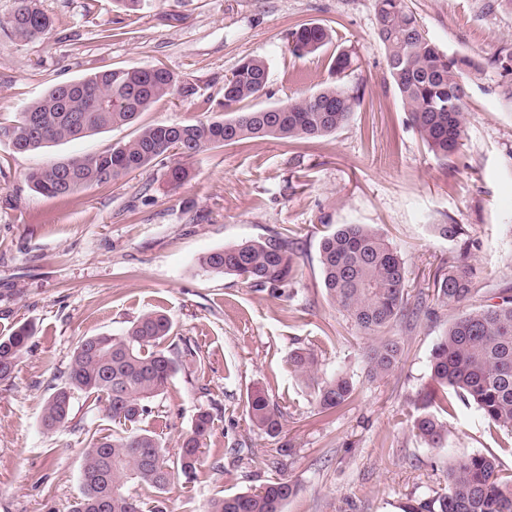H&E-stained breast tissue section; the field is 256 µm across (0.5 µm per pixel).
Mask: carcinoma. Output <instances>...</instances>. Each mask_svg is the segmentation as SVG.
<instances>
[{
  "mask_svg": "<svg viewBox=\"0 0 512 512\" xmlns=\"http://www.w3.org/2000/svg\"><path fill=\"white\" fill-rule=\"evenodd\" d=\"M378 35L385 48L386 70L411 125L434 155H456L465 133L468 94L465 58L451 56L426 38L406 0H373ZM51 18L39 0H18L11 28L21 39L45 36ZM329 27L302 23L288 33V49L297 57L320 53L333 44ZM354 53L336 49L329 59L334 81L298 100L252 108L266 88L268 67L250 57L224 77V117L188 124H156L141 128L131 139L110 150L78 156L31 170L27 180L48 197L117 181L178 148L191 158L209 148L248 138H270L294 147L333 134L349 124L363 97L344 78L354 71ZM193 88L178 83L165 68L123 67L97 72L65 92L59 85L29 103L9 124L0 123V138L18 153H27L133 123L159 100ZM104 107L96 109L95 101ZM438 236L450 242L464 234L459 224H437ZM323 287L338 309L364 334L378 336L413 314L406 289L405 263L392 243L368 224H339L320 242ZM297 264L293 230L225 246L206 253V272L237 277L272 294L293 284ZM475 268L468 256L448 270L438 269L433 295L442 305H462L473 293ZM170 318L158 311L140 316L118 335L84 338L75 348L64 386L45 400L41 425L52 431L64 425L74 394L83 393L103 404L112 421L126 427L123 435L93 433L81 469L82 493L72 512H165L160 500L149 506L127 486L163 491L175 471L192 475L210 433L212 414L200 411L179 447L176 466L156 432L141 427L151 415L150 401L164 392L176 372V362L163 342L171 335ZM31 330L19 325L0 337V381L10 379L27 349ZM400 354L398 343L383 339L366 356L372 379L387 375ZM289 365L296 376L312 383L317 414L329 417L345 407L354 394L351 377L338 372L318 376V360L303 349L292 351ZM434 388L415 404L411 430L431 448L444 446L447 427L438 413L448 412V392L474 404L491 423L512 430V289L499 301L462 313L434 346L430 359ZM252 426L269 436L282 428L283 412L256 389L247 398ZM297 486L286 478L267 482L253 492L225 495L210 501L207 512H284ZM406 512H512V480H504L493 455L472 454L448 463L446 484L407 506Z\"/></svg>",
  "mask_w": 512,
  "mask_h": 512,
  "instance_id": "carcinoma-1",
  "label": "carcinoma"
}]
</instances>
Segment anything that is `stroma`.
Masks as SVG:
<instances>
[{
	"mask_svg": "<svg viewBox=\"0 0 512 512\" xmlns=\"http://www.w3.org/2000/svg\"><path fill=\"white\" fill-rule=\"evenodd\" d=\"M485 2L407 0L429 39L473 62L463 146L443 161L407 121L373 0H151L134 13L113 0H39L53 27L32 40L8 24L16 0H0L2 122L59 83L116 67H163L195 89L158 101L135 124L35 152L0 141V337L23 322L32 328L11 379L0 381V512H72L89 438L125 428L78 393L68 422L48 432L42 405L64 384L81 338L121 333L152 310L173 322L164 347L177 371L152 400L146 427L172 457L198 411L213 416L195 476L140 491L167 512H205L214 498L278 478L297 486L285 512H403L444 486L450 457L473 453L493 454L512 475V435L475 406L458 403L445 415V447H429L410 429L413 404L432 385V349L457 308L435 302L389 328L402 357L384 378L368 380L364 358L375 340L327 298L319 258L336 225H371L397 248L415 296L461 252L436 225L460 224L473 243L471 307L512 288V104L501 95L512 74L487 63L512 43V11L490 12ZM306 22L331 27L335 43L357 55L346 82L360 87L363 103L335 134L296 149L247 139L185 161L164 156L66 197L29 188L32 169L109 150L137 128L217 116L224 77L243 58L267 63L259 105L310 94L330 74L326 56L288 51L289 30ZM105 29L111 37L100 38ZM181 162L190 176L175 186L168 171ZM284 228L299 242L288 295L199 266L207 252ZM298 348L314 352L321 373L351 376L354 399L336 417L318 415L312 384L289 368ZM257 388L284 412L277 436L250 425L246 400ZM275 448L288 451L276 468L264 463Z\"/></svg>",
	"mask_w": 512,
	"mask_h": 512,
	"instance_id": "obj_1",
	"label": "stroma"
}]
</instances>
